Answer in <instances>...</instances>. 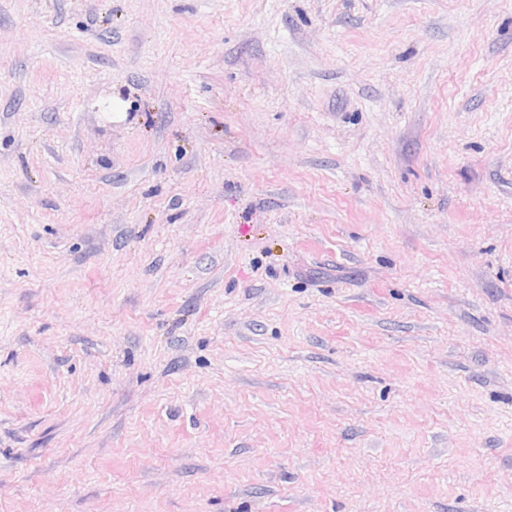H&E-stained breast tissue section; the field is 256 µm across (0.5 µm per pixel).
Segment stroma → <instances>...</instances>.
Returning a JSON list of instances; mask_svg holds the SVG:
<instances>
[{
	"instance_id": "obj_1",
	"label": "stroma",
	"mask_w": 512,
	"mask_h": 512,
	"mask_svg": "<svg viewBox=\"0 0 512 512\" xmlns=\"http://www.w3.org/2000/svg\"><path fill=\"white\" fill-rule=\"evenodd\" d=\"M0 512H512V0H0Z\"/></svg>"
}]
</instances>
